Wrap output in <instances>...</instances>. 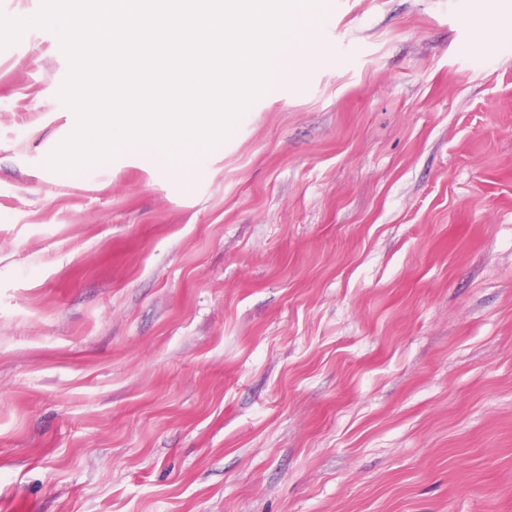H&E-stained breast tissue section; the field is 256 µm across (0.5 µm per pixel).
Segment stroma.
<instances>
[{"mask_svg":"<svg viewBox=\"0 0 512 512\" xmlns=\"http://www.w3.org/2000/svg\"><path fill=\"white\" fill-rule=\"evenodd\" d=\"M305 31L185 172L0 49V512H512V0Z\"/></svg>","mask_w":512,"mask_h":512,"instance_id":"stroma-1","label":"stroma"}]
</instances>
